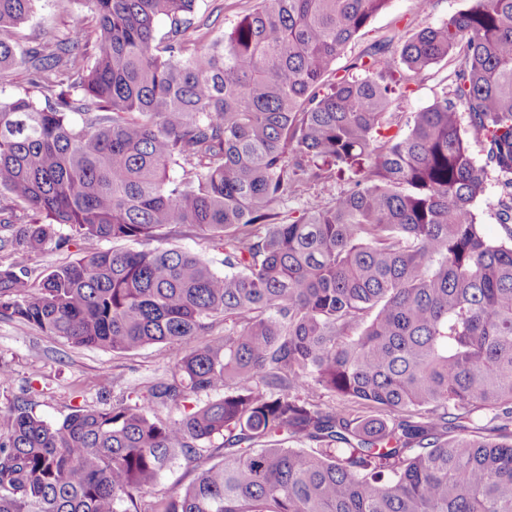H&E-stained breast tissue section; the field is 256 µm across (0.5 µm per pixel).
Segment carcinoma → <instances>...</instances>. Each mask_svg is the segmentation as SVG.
Here are the masks:
<instances>
[{"instance_id":"cac0c4a2","label":"carcinoma","mask_w":512,"mask_h":512,"mask_svg":"<svg viewBox=\"0 0 512 512\" xmlns=\"http://www.w3.org/2000/svg\"><path fill=\"white\" fill-rule=\"evenodd\" d=\"M76 2L96 42L79 29L48 50L14 35L38 0H0V78L21 65L31 84L0 101V251L82 242L35 280L0 266V319L75 348L166 344L156 402L216 398L55 424L17 406L0 512H512V0L391 36L334 80L388 0H256L192 48L197 0ZM448 58L454 99L392 131L398 87ZM491 172L508 193L495 240L473 211ZM334 176L332 203L279 221L297 185ZM183 226L224 250V273L160 244ZM321 391L344 403L322 409ZM475 409L502 435L468 433ZM215 436L221 460L157 496Z\"/></svg>"}]
</instances>
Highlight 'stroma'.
Segmentation results:
<instances>
[{
  "label": "stroma",
  "mask_w": 512,
  "mask_h": 512,
  "mask_svg": "<svg viewBox=\"0 0 512 512\" xmlns=\"http://www.w3.org/2000/svg\"><path fill=\"white\" fill-rule=\"evenodd\" d=\"M254 3L198 0L187 39L207 42L223 37ZM470 5L471 0H389L337 59L338 76H345L351 58L369 52L384 37L410 35L446 21ZM93 27L88 8L74 0H40L35 14L17 29L16 38L24 46H49L65 33ZM454 68L451 62L435 65L410 86L393 106L399 122H406L411 113L451 91L449 75ZM345 187V181L335 178L300 184L280 212L298 216L311 201L331 203ZM174 360L173 350L163 344L116 354L100 348H74L63 340L43 336L30 325L0 321V362L8 364L13 373L10 382L0 384V430L6 429L17 404L53 424L76 410L108 408L119 399L132 405L147 403L152 386L170 376Z\"/></svg>",
  "instance_id": "obj_1"
}]
</instances>
